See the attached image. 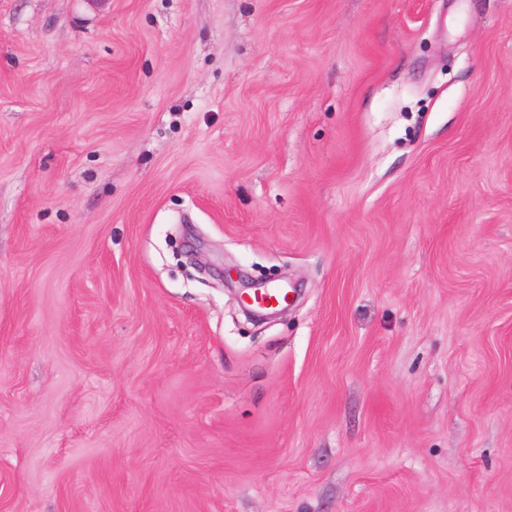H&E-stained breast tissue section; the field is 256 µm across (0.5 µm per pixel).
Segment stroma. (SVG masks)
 <instances>
[{
  "label": "stroma",
  "mask_w": 512,
  "mask_h": 512,
  "mask_svg": "<svg viewBox=\"0 0 512 512\" xmlns=\"http://www.w3.org/2000/svg\"><path fill=\"white\" fill-rule=\"evenodd\" d=\"M0 512H512V0H0Z\"/></svg>",
  "instance_id": "1"
}]
</instances>
